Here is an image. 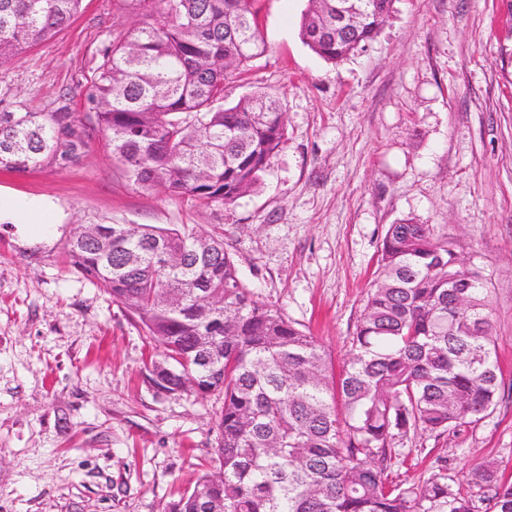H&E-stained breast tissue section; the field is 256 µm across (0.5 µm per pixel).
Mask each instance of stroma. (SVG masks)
Returning <instances> with one entry per match:
<instances>
[{
	"mask_svg": "<svg viewBox=\"0 0 512 512\" xmlns=\"http://www.w3.org/2000/svg\"><path fill=\"white\" fill-rule=\"evenodd\" d=\"M307 0H260L265 53L224 102L279 96L288 134L260 186L230 205L144 190L107 137L63 169L0 170V191L50 199L61 216L37 238L0 223V512H163L216 445L221 399L149 383L156 351L126 309L67 264L80 224L188 226L220 236L263 303L310 330L334 365L376 275L388 225H435L481 268L501 372L477 425L405 439L385 477L412 485L445 463L495 461L512 480V0H394L376 39L340 64L299 35ZM121 0H82L69 26L0 70V105H68L103 41L133 26Z\"/></svg>",
	"mask_w": 512,
	"mask_h": 512,
	"instance_id": "stroma-1",
	"label": "stroma"
}]
</instances>
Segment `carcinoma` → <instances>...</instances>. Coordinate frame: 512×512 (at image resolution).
Here are the masks:
<instances>
[{"label": "carcinoma", "mask_w": 512, "mask_h": 512, "mask_svg": "<svg viewBox=\"0 0 512 512\" xmlns=\"http://www.w3.org/2000/svg\"><path fill=\"white\" fill-rule=\"evenodd\" d=\"M138 24L99 50L88 110L129 181L228 205L254 191L286 139L266 92L224 106L227 80L265 52L258 0H122ZM82 0H0V69L66 27ZM393 0H360L336 32V0H308L303 42L338 64L377 37ZM87 146L59 109H0V168H61ZM70 267L124 305L161 348L159 392L223 396L217 466L164 512H478L448 478L386 482L397 443L475 426L497 405L500 370L487 281L432 224H391L339 372L318 340L255 298L224 241L192 230L90 224ZM109 241L100 250L97 237ZM489 512H512L492 461L468 471Z\"/></svg>", "instance_id": "cac0c4a2"}]
</instances>
